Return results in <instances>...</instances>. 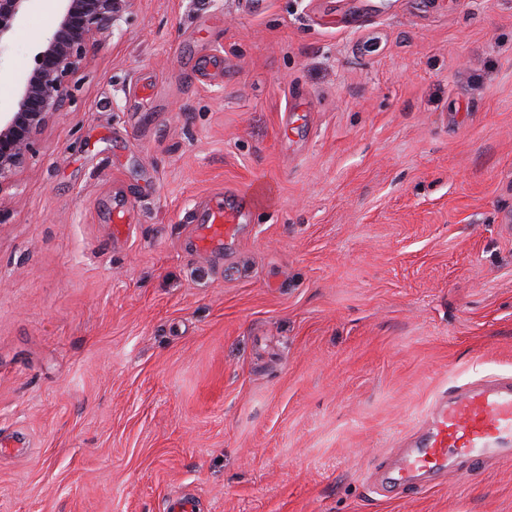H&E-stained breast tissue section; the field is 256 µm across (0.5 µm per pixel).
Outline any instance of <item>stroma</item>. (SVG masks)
Instances as JSON below:
<instances>
[{
  "instance_id": "obj_1",
  "label": "stroma",
  "mask_w": 512,
  "mask_h": 512,
  "mask_svg": "<svg viewBox=\"0 0 512 512\" xmlns=\"http://www.w3.org/2000/svg\"><path fill=\"white\" fill-rule=\"evenodd\" d=\"M71 83L0 182V512H512L494 452L373 474L512 378V0H129ZM242 215L234 209L224 206L220 197L212 198L207 203L200 224L197 247L202 251H211L224 245V241L236 234Z\"/></svg>"
}]
</instances>
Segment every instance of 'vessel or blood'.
I'll return each instance as SVG.
<instances>
[{
    "instance_id": "obj_1",
    "label": "vessel or blood",
    "mask_w": 512,
    "mask_h": 512,
    "mask_svg": "<svg viewBox=\"0 0 512 512\" xmlns=\"http://www.w3.org/2000/svg\"><path fill=\"white\" fill-rule=\"evenodd\" d=\"M239 212L223 198L208 201L200 220L198 246L210 251L233 237ZM512 447V379L502 378L462 389H449L433 404L422 432L409 447L399 449L400 466L390 486L404 489L421 474H443L451 460H484L488 449Z\"/></svg>"
}]
</instances>
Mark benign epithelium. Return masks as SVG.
Wrapping results in <instances>:
<instances>
[{
	"instance_id": "7a95c632",
	"label": "benign epithelium",
	"mask_w": 512,
	"mask_h": 512,
	"mask_svg": "<svg viewBox=\"0 0 512 512\" xmlns=\"http://www.w3.org/2000/svg\"><path fill=\"white\" fill-rule=\"evenodd\" d=\"M30 0H0V41L22 21ZM51 32L35 46L13 111L0 113V183L33 148L34 135L71 96L69 77L96 37L112 30L125 0H59Z\"/></svg>"
}]
</instances>
